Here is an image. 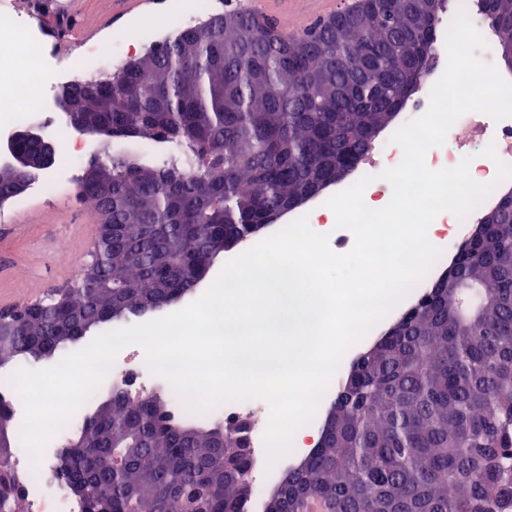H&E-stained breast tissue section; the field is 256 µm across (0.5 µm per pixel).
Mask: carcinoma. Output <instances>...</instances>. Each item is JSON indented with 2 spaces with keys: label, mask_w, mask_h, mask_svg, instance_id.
<instances>
[{
  "label": "carcinoma",
  "mask_w": 512,
  "mask_h": 512,
  "mask_svg": "<svg viewBox=\"0 0 512 512\" xmlns=\"http://www.w3.org/2000/svg\"><path fill=\"white\" fill-rule=\"evenodd\" d=\"M446 0H363L342 29L288 34L245 11L182 29L77 103L101 136L170 143L163 166L89 161L79 195L112 224L99 279L3 319L0 367L53 358L88 331L176 302L203 264L346 180L427 75ZM497 41L512 0H477ZM477 221L419 304L350 367L334 423L269 496V512H504L512 501V196ZM118 446L122 468L105 465ZM83 512H242V425L176 420L122 388L69 432ZM24 486L0 461V512Z\"/></svg>",
  "instance_id": "1"
}]
</instances>
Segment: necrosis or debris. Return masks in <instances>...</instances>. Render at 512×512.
I'll list each match as a JSON object with an SVG mask.
<instances>
[{"label":"necrosis or debris","instance_id":"4bbe7bcc","mask_svg":"<svg viewBox=\"0 0 512 512\" xmlns=\"http://www.w3.org/2000/svg\"><path fill=\"white\" fill-rule=\"evenodd\" d=\"M11 42H4V35ZM79 70L56 62L44 46L41 28L37 22L16 13L11 0H0V131L8 133L23 124L53 125L57 116L49 109V90L54 85L80 80ZM44 90L37 105L22 110L21 102L32 84ZM467 134L462 138L446 139L443 145L431 148L426 154L429 168L438 170L457 166L463 158H470L471 177L481 184L490 185L491 191L484 206H493L498 191L512 183V117L499 121L487 114L471 111L461 118ZM401 154L391 151L390 143L374 148L358 164L359 175L373 176L372 200L387 203L392 188L381 180L380 172L396 166ZM139 350H132L124 358L115 360L106 374L108 380L124 385L130 392L153 387L158 377L138 358ZM25 512H81L79 503L70 500L58 489L48 486L45 476L30 478L24 488Z\"/></svg>","mask_w":512,"mask_h":512}]
</instances>
